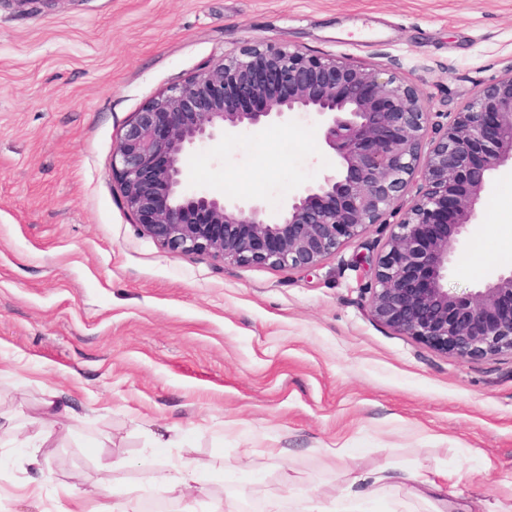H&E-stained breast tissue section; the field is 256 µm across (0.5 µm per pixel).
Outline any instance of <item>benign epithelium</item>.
<instances>
[{
  "instance_id": "obj_1",
  "label": "benign epithelium",
  "mask_w": 512,
  "mask_h": 512,
  "mask_svg": "<svg viewBox=\"0 0 512 512\" xmlns=\"http://www.w3.org/2000/svg\"><path fill=\"white\" fill-rule=\"evenodd\" d=\"M290 114L312 116L334 171L268 212L182 180L184 155ZM429 101L413 83L336 56L255 41L151 99L122 129L112 172L143 235L169 253L224 264L311 270L361 239L407 194L362 287L371 317L461 361L512 354V270L448 290L459 237L477 218L490 174L512 164V72L483 86L427 137Z\"/></svg>"
}]
</instances>
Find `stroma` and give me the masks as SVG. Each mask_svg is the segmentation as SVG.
I'll return each instance as SVG.
<instances>
[{
    "mask_svg": "<svg viewBox=\"0 0 512 512\" xmlns=\"http://www.w3.org/2000/svg\"><path fill=\"white\" fill-rule=\"evenodd\" d=\"M257 40L409 80L443 125L512 69V0H58L34 12L0 0V425L12 429L0 512H73L102 458L108 506L162 498L155 482L173 464L202 463V490L179 512H264L271 499L296 512V490L331 501L386 466L460 472L444 500L477 497L482 512L512 492V356L462 362L385 327L350 266L406 204L310 271L172 254L127 211L112 174L123 127ZM335 166L295 115L189 151L183 175L273 208ZM511 241L506 166L449 288L512 269ZM41 426L39 475L25 439Z\"/></svg>",
    "mask_w": 512,
    "mask_h": 512,
    "instance_id": "35a3bbf8",
    "label": "stroma"
}]
</instances>
